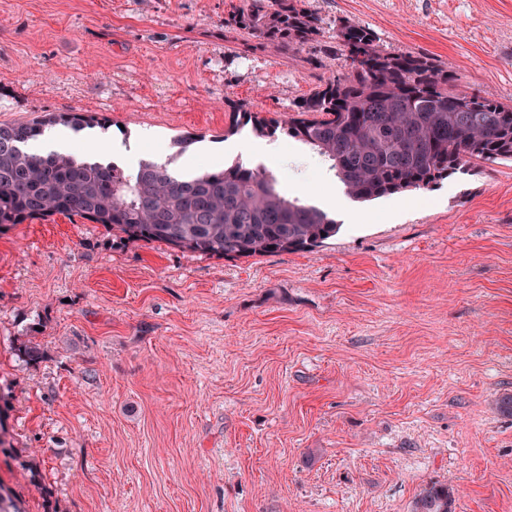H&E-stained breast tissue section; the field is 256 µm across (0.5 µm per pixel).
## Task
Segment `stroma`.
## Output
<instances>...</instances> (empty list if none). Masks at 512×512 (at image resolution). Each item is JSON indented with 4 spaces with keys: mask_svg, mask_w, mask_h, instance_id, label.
<instances>
[{
    "mask_svg": "<svg viewBox=\"0 0 512 512\" xmlns=\"http://www.w3.org/2000/svg\"><path fill=\"white\" fill-rule=\"evenodd\" d=\"M242 0H0V124L105 113L139 157L241 161L225 99L289 115L338 20L512 105V0H305L317 43L248 49ZM192 138L178 153V138ZM259 165L314 204L309 146ZM313 251L205 257L54 216L0 231V395L26 512H512V160L351 203ZM36 334L45 355L14 351ZM414 512H451L448 488L436 486L426 488L419 495Z\"/></svg>",
    "mask_w": 512,
    "mask_h": 512,
    "instance_id": "obj_1",
    "label": "stroma"
}]
</instances>
